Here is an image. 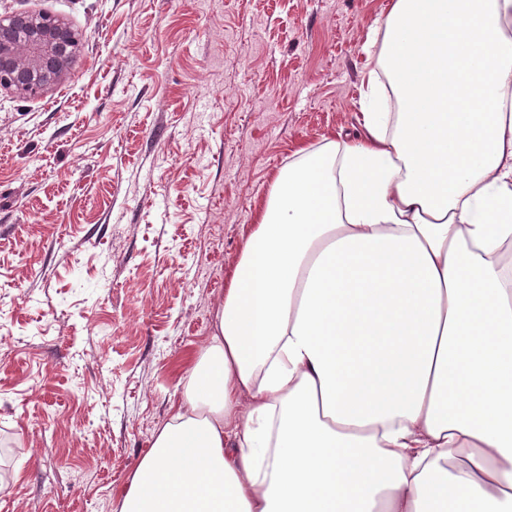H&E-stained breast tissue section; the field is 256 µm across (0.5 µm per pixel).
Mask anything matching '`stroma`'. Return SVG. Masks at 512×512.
<instances>
[{
  "label": "stroma",
  "mask_w": 512,
  "mask_h": 512,
  "mask_svg": "<svg viewBox=\"0 0 512 512\" xmlns=\"http://www.w3.org/2000/svg\"><path fill=\"white\" fill-rule=\"evenodd\" d=\"M393 0H0L82 37L0 87V512H115L278 173L364 139Z\"/></svg>",
  "instance_id": "1"
}]
</instances>
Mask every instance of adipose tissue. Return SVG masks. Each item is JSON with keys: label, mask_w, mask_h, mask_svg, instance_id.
Here are the masks:
<instances>
[{"label": "adipose tissue", "mask_w": 512, "mask_h": 512, "mask_svg": "<svg viewBox=\"0 0 512 512\" xmlns=\"http://www.w3.org/2000/svg\"><path fill=\"white\" fill-rule=\"evenodd\" d=\"M509 23L394 0L399 111L280 170L118 512H512Z\"/></svg>", "instance_id": "ef3b65f1"}]
</instances>
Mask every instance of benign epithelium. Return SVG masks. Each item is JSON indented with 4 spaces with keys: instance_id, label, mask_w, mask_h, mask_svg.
Instances as JSON below:
<instances>
[{
    "instance_id": "obj_1",
    "label": "benign epithelium",
    "mask_w": 512,
    "mask_h": 512,
    "mask_svg": "<svg viewBox=\"0 0 512 512\" xmlns=\"http://www.w3.org/2000/svg\"><path fill=\"white\" fill-rule=\"evenodd\" d=\"M75 60L74 32L61 20L0 15V87L43 93L66 78Z\"/></svg>"
}]
</instances>
